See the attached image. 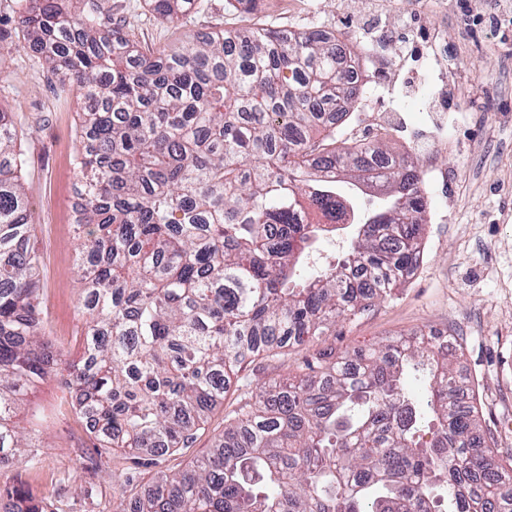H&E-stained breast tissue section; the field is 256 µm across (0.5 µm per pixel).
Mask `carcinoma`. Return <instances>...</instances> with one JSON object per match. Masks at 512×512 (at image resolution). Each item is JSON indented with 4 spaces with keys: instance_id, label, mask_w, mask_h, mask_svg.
Returning <instances> with one entry per match:
<instances>
[{
    "instance_id": "cac0c4a2",
    "label": "carcinoma",
    "mask_w": 512,
    "mask_h": 512,
    "mask_svg": "<svg viewBox=\"0 0 512 512\" xmlns=\"http://www.w3.org/2000/svg\"><path fill=\"white\" fill-rule=\"evenodd\" d=\"M200 0H148L178 21ZM18 35L73 92L81 198L79 357L43 329L34 216L21 189L26 154L0 109V463H29L14 420L37 383L67 371L101 447L138 456L187 448L250 357H274L386 300L423 262L424 178L369 144L336 148L320 112L361 86L321 30L215 31L175 50L140 51L126 25L72 0H16ZM380 188L348 213L344 179ZM350 215L344 265L312 263L330 232L309 211ZM457 344L414 333L245 395L224 442L145 494L134 512H512V455L482 432L453 367ZM426 384L415 407L405 374ZM430 413L426 447L414 435ZM9 512H45L16 488Z\"/></svg>"
}]
</instances>
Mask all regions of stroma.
Masks as SVG:
<instances>
[{
    "instance_id": "obj_1",
    "label": "stroma",
    "mask_w": 512,
    "mask_h": 512,
    "mask_svg": "<svg viewBox=\"0 0 512 512\" xmlns=\"http://www.w3.org/2000/svg\"><path fill=\"white\" fill-rule=\"evenodd\" d=\"M260 0L243 14L228 0H202L171 25L146 0H107L113 20L130 24L141 50L250 27L321 29L360 61L365 93L350 107L342 143L384 145L421 170L428 210L424 259L392 299L327 335L276 358L244 362L238 381L179 453L135 467L101 447L71 407L63 377L40 382L18 417L35 447L32 462L0 467V486L28 490L50 512H112L162 475L187 469L224 437V416L244 393L285 381L316 353L340 356L423 331L453 336L456 363L474 383L485 428L500 454H512V0ZM14 0H0V108L13 112L28 158L23 186L35 218L43 318L55 342L82 326L77 272L74 159L81 147L79 106L16 34ZM407 16L414 44L401 55L386 39Z\"/></svg>"
}]
</instances>
